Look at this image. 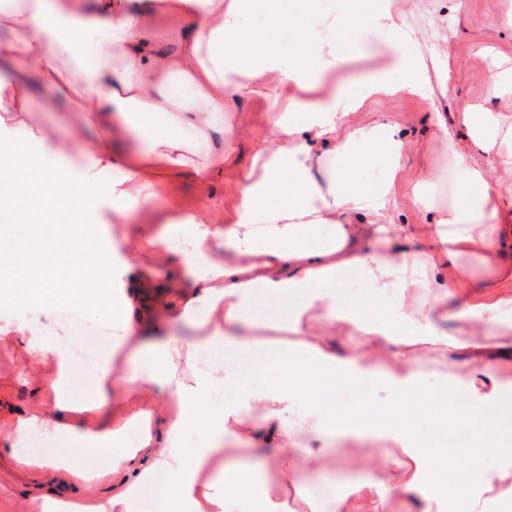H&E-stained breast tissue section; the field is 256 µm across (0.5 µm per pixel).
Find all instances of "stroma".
Masks as SVG:
<instances>
[{
  "label": "stroma",
  "instance_id": "35a3bbf8",
  "mask_svg": "<svg viewBox=\"0 0 512 512\" xmlns=\"http://www.w3.org/2000/svg\"><path fill=\"white\" fill-rule=\"evenodd\" d=\"M403 6L421 31L419 50L429 61L425 74L428 94L376 99L368 104L365 115L367 119L397 126L409 143L402 177L395 187V223L432 224L466 191L461 172L439 146L443 134L448 133L459 148L468 149L469 128L460 115L461 103H490L492 111L512 123V95L494 100L487 97L490 70L504 58H512V0H404ZM332 7V0H309L306 13L293 26H281L267 14L247 15L244 26L262 44L276 45L288 54L311 30L316 17ZM345 21L340 44L343 63L326 70L315 86L295 91L296 101H337L355 82L373 78L391 83L403 80V72L388 67L391 51L370 15L354 4L346 11ZM444 54L454 62L452 72H444L435 64L436 58ZM281 89L278 79H269L259 92L242 97L234 112L225 114L227 132L214 135L205 143L186 140L184 149L190 164L177 178L156 183L159 205L175 201L184 214L205 205L215 211L233 210L256 146L268 134V99ZM65 110V104L54 92L37 85L26 121L49 138L66 141L71 136L72 122ZM220 155L226 158L223 167H213V159ZM424 171L431 178L423 189L421 202L417 203L412 188ZM140 209L133 199L101 205L98 222L83 232V243L103 244L111 240L120 247L119 256L112 259L108 303L100 307L96 321L111 322L112 307L123 298L124 263H132L160 280L181 269L180 254H171L166 264L157 266L149 253L131 252V245L152 230L151 225L125 219V211ZM31 321L38 322V330L23 337L13 333V326ZM65 333L66 328L57 317L40 315L37 304L27 303L12 292L0 294V512H42V503L48 497L85 502L111 498L120 490L119 480L111 476L87 482L65 471L20 464L13 453L8 433L18 419L32 414L51 417L56 413L46 385L55 378L57 364L52 358L40 357L38 348ZM339 402L352 411L367 406L376 408L378 414L373 422L378 431H386L393 423L392 417L384 413L392 396L380 374H371L343 392ZM301 416L304 423L297 434L298 445L289 449V457L321 450L327 460L325 476L335 481L341 494L370 476L375 467L373 449L355 441L324 449L314 439L313 425L319 420L331 423L330 411L317 413L306 407ZM475 442L470 429L452 427L441 431L436 419L429 415L418 420L413 436L414 445L435 443L460 454ZM312 484L310 474L298 467L289 469L284 478L275 470L255 468L248 472L243 492L258 501L266 490L284 489L288 492V505L293 508L299 501L298 488ZM371 494L383 499L384 512H423L429 503L437 505L438 512H461L467 504L472 505L474 512H512V458L495 460L492 469L485 472L467 470L449 476L446 481L425 486L419 494L401 495L385 483L374 486Z\"/></svg>",
  "mask_w": 512,
  "mask_h": 512
}]
</instances>
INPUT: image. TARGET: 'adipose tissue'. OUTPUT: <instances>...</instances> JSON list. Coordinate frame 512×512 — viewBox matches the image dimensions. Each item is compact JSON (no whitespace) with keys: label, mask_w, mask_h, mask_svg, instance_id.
Segmentation results:
<instances>
[{"label":"adipose tissue","mask_w":512,"mask_h":512,"mask_svg":"<svg viewBox=\"0 0 512 512\" xmlns=\"http://www.w3.org/2000/svg\"><path fill=\"white\" fill-rule=\"evenodd\" d=\"M299 3L97 0L89 12L82 0H13L1 11L0 26L11 37L0 43V61H27L35 82L58 94L82 126L101 125L121 136L130 130L129 113H140L147 145L115 153L86 143L88 163L73 171L67 146L36 134L24 120L35 82L23 76L0 81V200L7 201L11 216L0 224V236L14 237L12 252L0 255V288L41 303L76 295L81 308L94 312L96 301L88 290L110 276V265L95 259L88 277L75 280L51 273L43 260L46 248L72 247L77 239L47 236V225L65 215L91 223L100 204L132 195L143 204L155 203L154 184L179 174L186 164L182 129L206 134L212 113L233 111L239 97L262 84L267 74H280L305 89L320 69L335 67V18L320 23L316 70L305 54L286 56L273 46L255 47L254 35L243 26L244 15L258 10L294 22L301 15ZM367 8L394 49L391 68L403 71L405 81L353 83L343 104L314 106L297 121L284 112L271 113L270 137L257 150L225 223H215L204 208L180 224L173 217L175 205H168V217L147 244L164 262L174 243H184L182 273L151 297L145 293V277H132L121 306L112 311L119 330L115 349L123 357L101 362L92 400L64 394L70 361L65 347L55 342L40 347L42 356L57 363L49 388L68 419L62 424L38 415L18 419L10 433L14 443L40 431L52 441L64 439L88 449L119 446L107 470L121 478L120 491L107 501L75 505L73 512H114L118 507L130 512L140 486L159 470L171 478L158 491V512H177L186 502L193 512H288V500L280 494L265 493L256 506L240 496L245 467L225 456V446L274 447L268 466L287 472L286 448L294 432L289 414L305 401L335 405L337 390L373 372L384 350L389 356L381 371L400 408L387 440L400 453L382 461L378 476L399 469L393 489L410 490L418 482L433 484L459 472L465 460L487 464L499 455L495 436L512 421V406L499 401L501 382L490 364L479 363L462 377L461 397H424L421 381L428 352L454 348L479 354L498 337L512 334V259L501 251L502 227L496 222L503 195L491 192L483 169L464 165L448 139L444 145L461 164L470 194L436 223L412 230L393 223L394 185L407 144L392 124L354 125L350 117L378 94H423L426 64L417 50L419 31L405 11L395 9L393 0H367ZM151 15L171 22L197 19L196 27L182 32L177 56L151 53ZM102 28L107 36L97 37ZM160 112L177 113L176 123L157 124ZM462 116L473 130L475 146L495 153L504 171L512 173V124L469 104L463 105ZM318 142L332 144V151L315 155L312 146ZM364 159L385 171L368 188L348 176L350 164ZM104 170L127 172L139 181L106 185L99 179ZM462 255L487 271L484 285L492 294L451 335L440 327L448 318L446 289L472 285L455 270ZM354 279L368 288L370 302L348 297L345 288ZM386 296L395 304L383 311L376 301ZM172 310L193 324L198 336L145 340L146 317L161 325ZM339 324L362 333L358 354L337 355L330 337ZM116 381L131 397L149 386L162 388L181 410L161 428L152 411L133 404L110 428L81 427V412L105 407ZM222 389L231 390V397L207 421H199L193 404ZM424 411L441 424L477 430L481 441L464 456L429 446L425 453L434 464L418 479L410 476L409 463L422 452L413 447L411 436ZM196 428L203 431L201 439L181 446L179 437Z\"/></svg>","instance_id":"1"}]
</instances>
